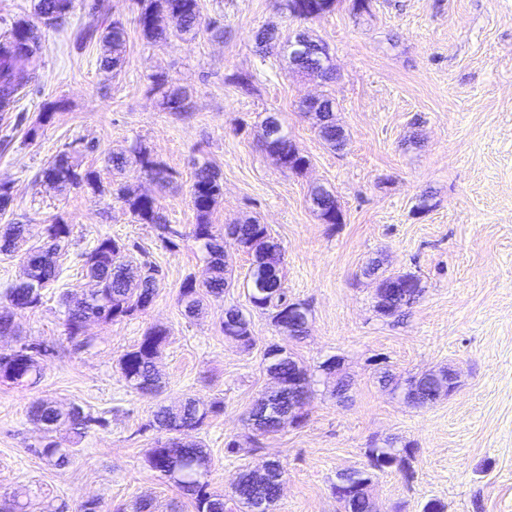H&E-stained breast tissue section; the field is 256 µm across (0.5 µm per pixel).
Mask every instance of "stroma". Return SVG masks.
Instances as JSON below:
<instances>
[{
  "instance_id": "stroma-1",
  "label": "stroma",
  "mask_w": 512,
  "mask_h": 512,
  "mask_svg": "<svg viewBox=\"0 0 512 512\" xmlns=\"http://www.w3.org/2000/svg\"><path fill=\"white\" fill-rule=\"evenodd\" d=\"M199 4L223 34L151 44L135 0H102L97 13L75 0L64 24L43 30V49L29 63L34 83L15 111L0 115V183L11 193L0 225L26 224L31 245L56 221L73 228L58 285L16 315L15 335L0 336V350L21 338L53 351L38 384L0 379V494L25 492L31 512L45 502L67 512L86 499L102 512H134L143 498L157 512H196L147 461L159 437L149 426L158 405L193 397L224 406L184 434L213 458L211 490L231 494L244 470L277 460L286 483L275 512H340L337 473L366 466L367 449L408 446L411 474L394 470L374 481L379 512H422L431 499L444 512H512V0H371L363 14L353 0H338L307 24L328 48L330 83L259 54V29L274 26L287 37L300 27L282 0ZM115 21L127 37L124 66L112 75L99 68L98 35ZM87 29L95 40L80 42ZM154 74L186 91V111L164 109L151 89ZM244 74L254 77L253 93L236 84ZM322 95L336 102L343 150L325 145L298 110L304 98ZM271 113L308 157L302 172L282 170L263 151L260 123ZM134 144L172 171L170 184L157 186L134 164L113 170L110 155ZM64 151L103 181L154 197L180 233L175 246L154 225L136 223L113 194L85 185L60 192L39 181ZM205 163L223 185L212 223L255 218L281 242L288 297L310 309L304 339L280 335L252 309L242 286L248 257L230 239L224 252L233 288L200 316L185 315L183 281L206 276L190 204L193 174ZM314 185L334 193L340 223L321 220L309 200ZM103 237L127 244L132 266H156V295L133 317L88 322L91 344L76 351L59 292L89 290L79 256ZM372 263L420 277L424 294L408 313L376 312L377 278L366 273ZM231 305L250 320L251 349L220 329ZM155 325L169 332L159 359L166 386L141 395L125 383L118 360ZM273 344L308 369L313 396L300 426L257 437L244 418L271 386L264 354ZM331 357L339 366L329 376L321 365ZM440 367L455 370L458 385L424 408L379 381L384 371L403 380ZM43 398L106 420L82 437L56 434L60 447L75 451L63 467L36 453L44 434L29 410ZM231 439L242 453L226 454Z\"/></svg>"
}]
</instances>
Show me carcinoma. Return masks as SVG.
Segmentation results:
<instances>
[{
    "label": "carcinoma",
    "instance_id": "obj_1",
    "mask_svg": "<svg viewBox=\"0 0 512 512\" xmlns=\"http://www.w3.org/2000/svg\"><path fill=\"white\" fill-rule=\"evenodd\" d=\"M142 4L137 23L142 36L149 43L164 42L172 36L195 35L202 28L216 29L215 23H204L199 0H138ZM73 0H34V14L46 26L61 22L72 8ZM336 8V0H285V9L297 19L318 18ZM169 20L172 27L162 25ZM104 53L100 57V68L118 72L123 65V49L126 43L124 27L114 22L106 27L101 35ZM256 42L262 53L268 56L280 51L282 42L273 30L264 29L257 33ZM43 48V33L38 25L27 21L17 22L10 31L0 36V112L15 109L20 95L32 82L33 75L27 69L28 59ZM153 89L161 94L162 104L170 112H183L187 106V94L180 88L168 84V80L155 74L151 76ZM305 117L314 120L319 137L330 147H336V135L323 132L321 112L311 106H300ZM271 117L262 121L263 149L278 156L282 169L300 172L309 164V160L300 154L292 141L286 136L271 137L269 131ZM134 163L150 180L164 186L170 183L172 173L162 164L151 159L141 149H132ZM40 177L43 182L56 190H66L82 184L102 193L104 186L95 172L78 170L69 153L61 152L45 167ZM222 192L219 172L209 164L195 170L190 190L192 207L196 213V224L192 235L203 243L209 255L208 276L201 282L187 277L181 285L180 302L187 315L197 314L206 295L221 297L224 289L232 281V271L224 261V249L218 243L223 238L221 230L211 224V215L217 199ZM116 195L128 206L130 212L140 224H154L167 236L163 242L175 245L172 236L176 232L161 222L155 199L147 195H132L122 188L116 189ZM310 197L320 199L323 207L318 209L320 217L328 224L338 223L339 209L334 194L320 186L311 188ZM235 237L238 245L249 255L252 262L246 275V288L252 294L255 309L266 313L277 331L295 339V330L288 323V297L284 287L283 247L271 235L267 225L255 220L232 226L224 225ZM25 227L22 224H8L0 230V253L8 255L14 252L24 239ZM71 234V225L56 222L46 228V241L43 246L33 249L26 256V277L6 289L5 298L9 309L0 312V335L10 333L14 326V317L36 307L42 299L43 291L58 279L60 264L57 255L63 250ZM126 244L109 237L100 238L88 252L81 254V269L85 276L95 282L96 288L82 296L62 295L65 306L64 325L67 339L76 350L88 345L84 336L83 324L88 319L104 323L120 321L137 312L145 311L155 295V272L153 265L144 266L134 272L126 261ZM239 315L238 329L234 339L244 348L253 345L250 322L239 310L230 307L224 315ZM167 329L154 326L144 334L140 343L121 356L119 370L128 387L141 394H157L163 388L157 359L167 341ZM43 359L26 356L22 352H0V378L17 386L33 385L40 381ZM266 370L279 379L283 385L292 382L300 388H310L308 370L291 352L268 361ZM222 406L213 402L206 406L193 398H187L177 405H163L154 415L157 427L169 433V437L158 439L148 456L150 467L163 476L173 479L184 494L194 499L197 512H225L224 494L207 491L208 481L187 483L176 476L178 467L188 465L198 459L214 464L208 451L199 442H187L178 437L184 429H199L206 420L218 414ZM32 420L39 424L45 441L37 449V454L54 461L58 467L69 464L72 449L61 448L52 440V434L66 427L77 436L87 433L93 425H104L105 419L94 417L82 407L72 405L66 409L47 400L35 402L30 409ZM247 425L260 435L276 434L286 428L288 420L278 423L257 420L248 415Z\"/></svg>",
    "mask_w": 512,
    "mask_h": 512
}]
</instances>
